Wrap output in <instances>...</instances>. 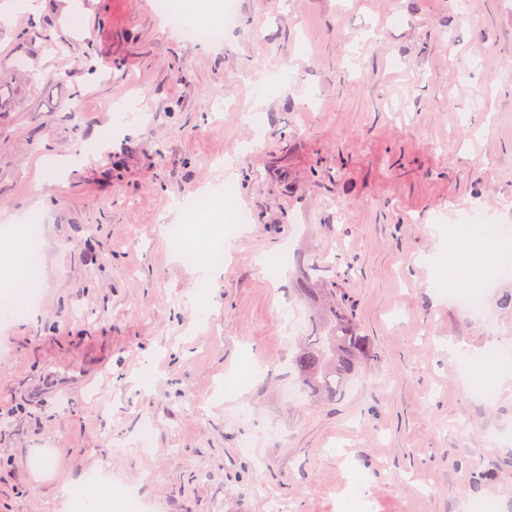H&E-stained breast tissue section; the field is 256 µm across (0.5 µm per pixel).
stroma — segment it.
Listing matches in <instances>:
<instances>
[{
	"label": "stroma",
	"mask_w": 512,
	"mask_h": 512,
	"mask_svg": "<svg viewBox=\"0 0 512 512\" xmlns=\"http://www.w3.org/2000/svg\"><path fill=\"white\" fill-rule=\"evenodd\" d=\"M76 2L78 28L65 0L0 25V65L41 75L0 111V227L37 213L46 257L0 320V512L98 477L140 512H512V277L476 316L448 275L455 225L512 244V0H236L220 43L164 0ZM227 186L204 285L158 226L191 237L186 200ZM303 288L370 349L330 399L292 397Z\"/></svg>",
	"instance_id": "1"
}]
</instances>
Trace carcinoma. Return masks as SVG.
<instances>
[{"instance_id":"obj_1","label":"carcinoma","mask_w":512,"mask_h":512,"mask_svg":"<svg viewBox=\"0 0 512 512\" xmlns=\"http://www.w3.org/2000/svg\"><path fill=\"white\" fill-rule=\"evenodd\" d=\"M367 357L364 337L357 335L352 316L338 302L312 322L292 363L307 394L334 397Z\"/></svg>"}]
</instances>
